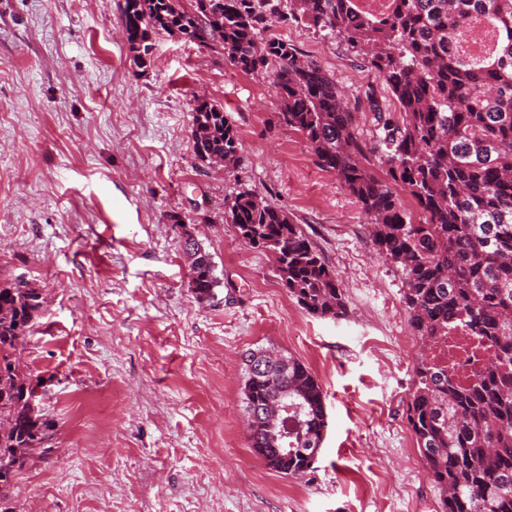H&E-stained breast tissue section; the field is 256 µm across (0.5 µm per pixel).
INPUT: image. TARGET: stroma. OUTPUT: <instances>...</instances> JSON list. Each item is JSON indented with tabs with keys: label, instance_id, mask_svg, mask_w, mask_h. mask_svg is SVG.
I'll return each instance as SVG.
<instances>
[{
	"label": "stroma",
	"instance_id": "1",
	"mask_svg": "<svg viewBox=\"0 0 512 512\" xmlns=\"http://www.w3.org/2000/svg\"><path fill=\"white\" fill-rule=\"evenodd\" d=\"M124 0H0V281L45 302L21 359L42 375L49 458L14 480L15 512H439L406 419L419 340L401 272L303 137L278 120L267 75L177 35L137 68ZM349 96L388 94L333 36L274 24ZM221 104L242 142L226 169L196 158L192 104ZM283 208L335 274L343 318L303 310L274 259L242 242L224 202ZM212 256L197 300L173 224ZM407 338L408 349L394 347ZM303 363L326 395L312 469L271 470L248 446L244 351Z\"/></svg>",
	"mask_w": 512,
	"mask_h": 512
}]
</instances>
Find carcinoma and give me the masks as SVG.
Returning <instances> with one entry per match:
<instances>
[{
	"label": "carcinoma",
	"mask_w": 512,
	"mask_h": 512,
	"mask_svg": "<svg viewBox=\"0 0 512 512\" xmlns=\"http://www.w3.org/2000/svg\"><path fill=\"white\" fill-rule=\"evenodd\" d=\"M274 20L329 31L382 79L395 111L369 92L366 100L385 175L359 133V98L287 43L263 37ZM477 20L497 50L466 60L458 46ZM123 30L140 69L151 65L152 36L164 32L220 49L242 72L272 76L279 120L357 199L376 252L405 277L404 303L422 343L406 418L441 512H512V0H385L378 13L360 0H194L191 9L181 0H125ZM191 112L196 157L235 167L242 144L224 107L197 97ZM224 221L250 246L275 251L280 283L303 309L345 314L334 273L285 210L242 190L224 204ZM182 248L191 288L209 299L219 286L210 252L186 238ZM43 303L24 281L0 283V512H13L15 476L52 451L54 423L28 404L43 379L24 369L18 345ZM456 327L490 348L467 385L434 356ZM262 354V371L245 370V412L265 413L286 396L298 426L275 445L264 421L255 422L248 445L271 470L302 475L328 427L325 395L294 357Z\"/></svg>",
	"instance_id": "1"
}]
</instances>
